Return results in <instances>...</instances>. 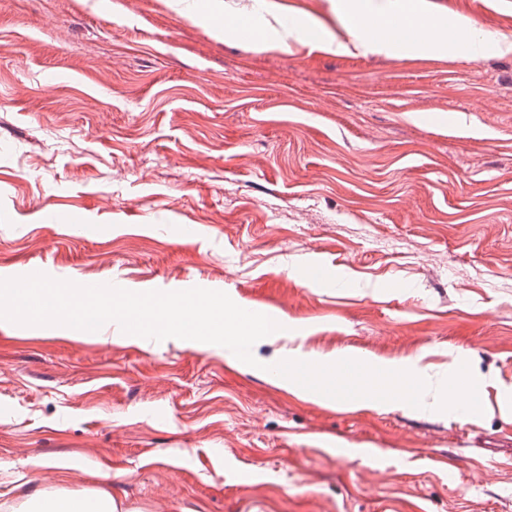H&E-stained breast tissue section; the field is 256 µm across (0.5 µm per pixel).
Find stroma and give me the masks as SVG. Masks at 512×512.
Instances as JSON below:
<instances>
[{
  "label": "stroma",
  "instance_id": "obj_1",
  "mask_svg": "<svg viewBox=\"0 0 512 512\" xmlns=\"http://www.w3.org/2000/svg\"><path fill=\"white\" fill-rule=\"evenodd\" d=\"M274 2L350 42L336 0ZM424 6L512 38V0ZM35 272L222 291L290 336L251 366L0 321V502L24 482L119 512H512V54L261 52L171 0H0V279ZM295 345L468 363L486 411L325 405L271 376Z\"/></svg>",
  "mask_w": 512,
  "mask_h": 512
}]
</instances>
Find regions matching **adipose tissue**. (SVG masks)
<instances>
[{
	"label": "adipose tissue",
	"instance_id": "ef3b65f1",
	"mask_svg": "<svg viewBox=\"0 0 512 512\" xmlns=\"http://www.w3.org/2000/svg\"><path fill=\"white\" fill-rule=\"evenodd\" d=\"M296 34L328 52L343 47L337 39H324L315 23L305 21L282 25L271 33L255 32L253 42L257 49L264 50L272 43L285 45ZM353 46L364 54L457 56L480 53L483 39L470 22L459 19L447 24L430 18L423 6L408 5L406 0H387L374 26L360 29ZM11 512H116V507L110 491L104 488L74 498L45 490L32 492L21 484Z\"/></svg>",
	"mask_w": 512,
	"mask_h": 512
}]
</instances>
